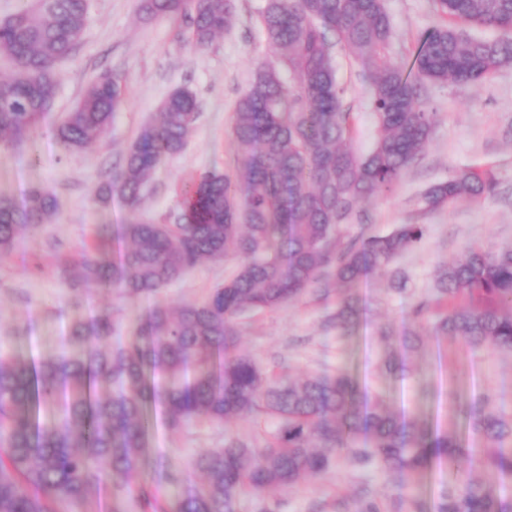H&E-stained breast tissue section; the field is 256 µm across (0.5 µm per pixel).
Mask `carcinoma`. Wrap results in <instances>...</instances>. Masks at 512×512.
<instances>
[{
  "mask_svg": "<svg viewBox=\"0 0 512 512\" xmlns=\"http://www.w3.org/2000/svg\"><path fill=\"white\" fill-rule=\"evenodd\" d=\"M430 2L440 22L405 63L391 56L384 0H264L258 15L274 60L256 70L233 126L247 163L187 185L176 223L134 217L116 232L117 252L87 248L76 263L84 286L145 298L207 260L235 256L237 273L199 303L153 305L132 336L119 335L109 313L80 316L67 337L80 345L75 356L0 351V512H71L77 504L127 512L116 506L125 500L140 512H237L243 495L315 483L340 457L375 463L404 487L438 476L434 512H512V416L488 395L465 400L445 428L429 413L395 412L370 398L348 369L294 380L236 350L242 311L275 309L334 283L346 292L328 323L356 333L361 283L424 237L426 225L400 224L385 236L346 241L340 226L361 198L391 191L425 150L435 123L427 85L468 84L512 66V0ZM141 8L187 19L191 41L205 48L224 31L236 0H143ZM87 20L88 0H40L0 21V56L12 62V72L0 75V146L31 141L53 106L57 64L80 43ZM467 26L502 37L478 40ZM336 45L361 61L369 83L377 138L365 155L348 145L353 118L336 80ZM125 103L120 77L101 74L55 130L63 151L99 142ZM196 119L192 91H172L99 195L118 194L137 211L157 165L183 150ZM496 186L492 171L471 169L431 185L418 203L433 212L463 195L490 196ZM56 210L54 196L38 186L21 206L0 196V256ZM412 316L468 350L512 351V248L464 250L443 266L433 296L414 305ZM401 345L400 353L384 346L378 357L389 381L413 373L408 358L425 341L410 332ZM157 411L172 431L194 418L269 417L278 427L262 445L232 437L186 467L168 461L148 490L135 478L153 468ZM476 464L497 480L464 477ZM188 467L202 483L185 478Z\"/></svg>",
  "mask_w": 512,
  "mask_h": 512,
  "instance_id": "cac0c4a2",
  "label": "carcinoma"
}]
</instances>
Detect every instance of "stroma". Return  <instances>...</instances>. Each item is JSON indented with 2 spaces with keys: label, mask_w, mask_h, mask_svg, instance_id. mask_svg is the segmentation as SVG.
Wrapping results in <instances>:
<instances>
[{
  "label": "stroma",
  "mask_w": 512,
  "mask_h": 512,
  "mask_svg": "<svg viewBox=\"0 0 512 512\" xmlns=\"http://www.w3.org/2000/svg\"><path fill=\"white\" fill-rule=\"evenodd\" d=\"M88 3L87 26L77 49L57 66L60 83L54 107L41 122L34 144L0 148V195L20 203L28 188L38 185L58 203L50 223L20 239L12 253L0 258V343L39 358L66 348L64 328L76 317L74 301L96 311H111L128 333L150 302L201 301L236 273V259L207 261L148 301L115 290L75 294L72 261L83 247L99 242L104 225L123 224L135 215L158 224L174 223L185 183L213 169L234 171L243 163L232 133L236 103L249 87L256 65L270 55L257 22L263 0H238L223 35L202 50L189 43L185 21L145 15L140 0ZM386 7L395 31L393 52L407 57L432 23L429 0H386ZM333 63L356 118L351 146L366 153L376 129L367 105L363 67L339 48L333 51ZM106 71L122 78L127 101L100 142L78 153H65L52 130L87 85ZM181 87L190 89L198 103V119L183 151L158 165L138 213H131L120 197L100 200L97 188L106 173L121 168L140 127L155 119L162 100ZM426 98L436 114L427 149L391 195L362 201L342 228L349 236L386 235L400 224H427L421 242L398 260L408 276L405 290L392 288L387 271L373 272L362 287L365 318L356 335L349 337L323 328L336 310L334 293L326 298L309 293L277 309L243 312L237 320L239 347L268 371L298 376L353 369L370 395L380 396L396 411L427 404L440 417H448L460 401L458 381L471 380L477 393L492 395L497 408L512 415L509 351L470 352L451 338L441 344L440 368H431L432 352L427 349L413 359L415 375L386 382L377 374L378 325L391 324L396 334H403L411 325L413 304L431 295L440 266L475 242L492 249L512 247V66L474 84L429 85ZM33 149L39 154L35 165L28 161ZM469 169L492 170L498 180L495 195L465 196L430 215L418 213L417 198L429 185ZM276 427V421L268 418L226 425L192 420L177 431L158 424L153 457L186 462L223 447L231 436L261 444ZM364 490L382 512H403L396 475L345 458L335 460L319 483L303 481L271 492L268 498L277 512H353Z\"/></svg>",
  "instance_id": "stroma-1"
}]
</instances>
